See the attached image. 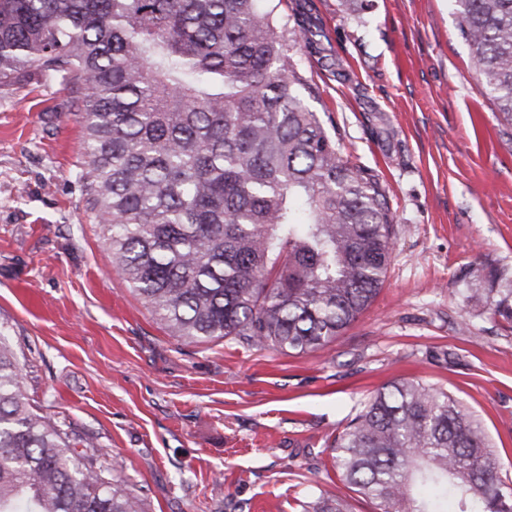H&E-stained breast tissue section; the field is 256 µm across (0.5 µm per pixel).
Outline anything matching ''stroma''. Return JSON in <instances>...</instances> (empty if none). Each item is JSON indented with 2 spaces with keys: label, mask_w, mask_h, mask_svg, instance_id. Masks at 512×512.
<instances>
[{
  "label": "stroma",
  "mask_w": 512,
  "mask_h": 512,
  "mask_svg": "<svg viewBox=\"0 0 512 512\" xmlns=\"http://www.w3.org/2000/svg\"><path fill=\"white\" fill-rule=\"evenodd\" d=\"M312 111L378 174L397 235L382 288L325 349L187 344L114 270L75 178L68 90L0 89V332L28 398L89 436L147 512H303L309 487L373 512L325 442L387 382L417 378L479 418L512 479V321L471 307L512 279V124L475 81L448 0H305ZM472 332H462L461 322Z\"/></svg>",
  "instance_id": "35a3bbf8"
}]
</instances>
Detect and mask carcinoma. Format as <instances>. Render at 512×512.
Listing matches in <instances>:
<instances>
[{"mask_svg":"<svg viewBox=\"0 0 512 512\" xmlns=\"http://www.w3.org/2000/svg\"><path fill=\"white\" fill-rule=\"evenodd\" d=\"M266 0H0V88L70 90L76 177L116 272L172 335L307 353L377 296L394 244L378 175L310 110L290 48L322 29ZM479 92L512 123V0H448ZM469 295L512 318L509 298ZM93 441L38 411L0 332V512H145ZM374 512H512L477 418L447 390L394 379L329 444ZM304 512H347L311 488Z\"/></svg>","mask_w":512,"mask_h":512,"instance_id":"obj_1","label":"carcinoma"}]
</instances>
